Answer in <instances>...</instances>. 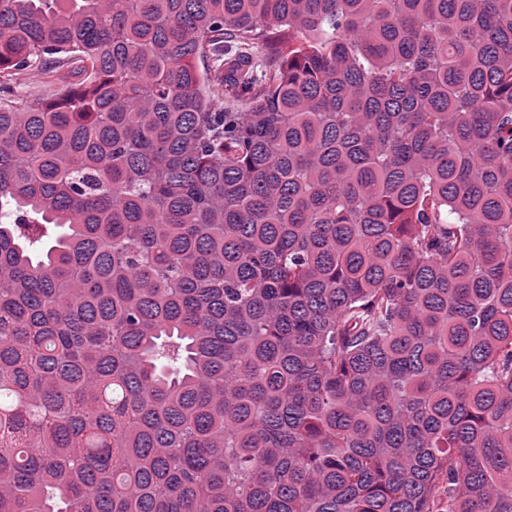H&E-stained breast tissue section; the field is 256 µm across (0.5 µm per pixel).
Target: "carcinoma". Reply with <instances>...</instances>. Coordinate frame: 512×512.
Instances as JSON below:
<instances>
[{"instance_id":"carcinoma-1","label":"carcinoma","mask_w":512,"mask_h":512,"mask_svg":"<svg viewBox=\"0 0 512 512\" xmlns=\"http://www.w3.org/2000/svg\"><path fill=\"white\" fill-rule=\"evenodd\" d=\"M61 53L0 100V512H512V0H0V72ZM78 71L79 66L72 63L35 65L18 76L0 78V97L10 100L17 108H27L56 93L63 85L79 82L83 76Z\"/></svg>"}]
</instances>
